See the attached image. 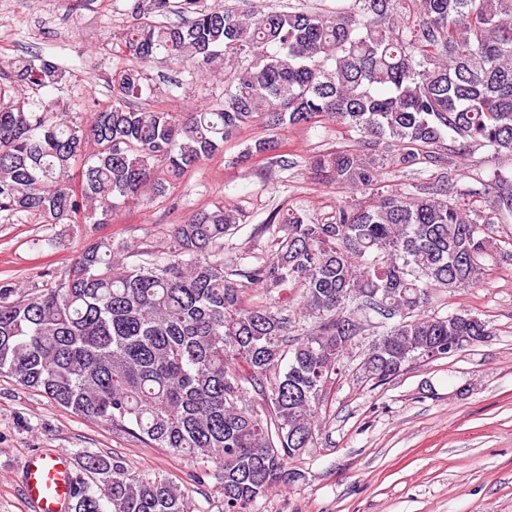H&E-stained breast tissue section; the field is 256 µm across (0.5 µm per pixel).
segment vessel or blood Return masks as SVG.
I'll list each match as a JSON object with an SVG mask.
<instances>
[{"mask_svg":"<svg viewBox=\"0 0 512 512\" xmlns=\"http://www.w3.org/2000/svg\"><path fill=\"white\" fill-rule=\"evenodd\" d=\"M75 468L71 455L33 453L24 463L21 481L33 512H71L75 498Z\"/></svg>","mask_w":512,"mask_h":512,"instance_id":"b4317fda","label":"vessel or blood"}]
</instances>
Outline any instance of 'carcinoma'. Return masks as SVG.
Here are the masks:
<instances>
[{"mask_svg":"<svg viewBox=\"0 0 512 512\" xmlns=\"http://www.w3.org/2000/svg\"><path fill=\"white\" fill-rule=\"evenodd\" d=\"M173 0H126L129 26L112 45V105L92 111L54 99L0 102V213L42 224H107L112 213L167 194L243 129L328 122L357 135L311 162L313 174L360 197L324 221L274 215L273 250L224 260L237 211L217 204L172 225L168 251L101 239L53 285L24 294L0 285V374L72 413L165 448L213 477L224 512H250L314 444L336 362L370 326L391 321L360 370L384 384L407 363L492 334L463 310L428 314L435 297L477 284L487 258L512 250L483 225L512 216V176L485 192L458 186L459 147L512 156V0H352L347 8L235 12L179 0L181 26L157 17ZM188 76L221 66L224 99L179 112L149 75L157 54ZM66 71L34 54L0 66L5 85L59 88ZM260 138L244 162L278 150ZM431 174L387 190L390 168ZM262 298L244 303L250 290ZM73 512H193L187 488L134 475L117 456L87 452Z\"/></svg>","mask_w":512,"mask_h":512,"instance_id":"obj_1","label":"carcinoma"}]
</instances>
